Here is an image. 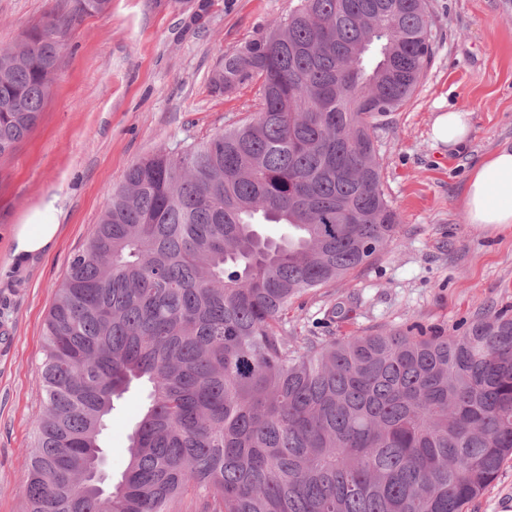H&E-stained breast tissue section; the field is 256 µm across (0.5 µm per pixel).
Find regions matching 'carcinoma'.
Segmentation results:
<instances>
[{
  "instance_id": "obj_1",
  "label": "carcinoma",
  "mask_w": 512,
  "mask_h": 512,
  "mask_svg": "<svg viewBox=\"0 0 512 512\" xmlns=\"http://www.w3.org/2000/svg\"><path fill=\"white\" fill-rule=\"evenodd\" d=\"M77 18L111 0H75ZM69 21L0 50V159L35 128ZM426 0H299L211 79L246 122L134 163L44 323L24 512H465L512 457V318L461 333L288 335V310L384 250L374 129L414 95ZM284 224L274 240L257 229ZM149 386L112 495L86 489L114 401Z\"/></svg>"
}]
</instances>
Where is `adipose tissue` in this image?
I'll return each instance as SVG.
<instances>
[{
  "label": "adipose tissue",
  "mask_w": 512,
  "mask_h": 512,
  "mask_svg": "<svg viewBox=\"0 0 512 512\" xmlns=\"http://www.w3.org/2000/svg\"><path fill=\"white\" fill-rule=\"evenodd\" d=\"M470 130V113L452 106L434 118L431 134L434 142L452 149L466 143ZM463 206L470 223L512 225V147H501L475 165ZM59 231V225L42 222L36 214L27 223L15 225L11 258L16 271H25L35 258L51 252Z\"/></svg>",
  "instance_id": "adipose-tissue-1"
}]
</instances>
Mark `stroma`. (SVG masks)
<instances>
[{
    "instance_id": "35a3bbf8",
    "label": "stroma",
    "mask_w": 512,
    "mask_h": 512,
    "mask_svg": "<svg viewBox=\"0 0 512 512\" xmlns=\"http://www.w3.org/2000/svg\"><path fill=\"white\" fill-rule=\"evenodd\" d=\"M298 0H112L77 18L40 121L0 159V512H22L25 449L43 408V328L69 263L81 251L128 168L158 145L200 141L243 123L258 83L213 92L224 54L287 17ZM438 43L412 98L375 129L382 183L402 223L395 240L289 312L301 336L465 330L486 313L512 311V230L469 223L462 197L474 165L512 145V0H429ZM73 0H0V50ZM470 112L468 143L436 146L442 106ZM60 224L54 250L24 272L9 264L13 228L34 210ZM342 319L328 315L334 304ZM146 403L135 386L101 436L119 479L129 434ZM466 512H512V458Z\"/></svg>"
}]
</instances>
